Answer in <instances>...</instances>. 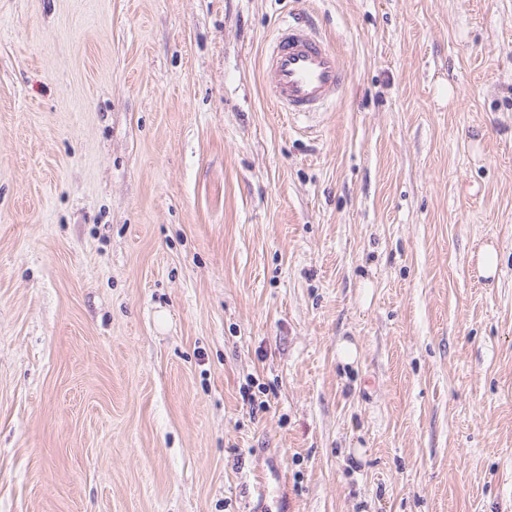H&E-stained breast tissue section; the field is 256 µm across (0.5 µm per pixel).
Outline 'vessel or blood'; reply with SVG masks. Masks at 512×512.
<instances>
[{
	"label": "vessel or blood",
	"mask_w": 512,
	"mask_h": 512,
	"mask_svg": "<svg viewBox=\"0 0 512 512\" xmlns=\"http://www.w3.org/2000/svg\"><path fill=\"white\" fill-rule=\"evenodd\" d=\"M262 65L270 102L292 117L319 114L335 101L345 83L336 51L304 20L278 31Z\"/></svg>",
	"instance_id": "1"
}]
</instances>
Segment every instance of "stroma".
<instances>
[{
    "label": "stroma",
    "mask_w": 512,
    "mask_h": 512,
    "mask_svg": "<svg viewBox=\"0 0 512 512\" xmlns=\"http://www.w3.org/2000/svg\"><path fill=\"white\" fill-rule=\"evenodd\" d=\"M0 512H512V0H0ZM262 65L267 97L292 117L319 114L345 83L336 51L304 20L288 22L278 31L264 51Z\"/></svg>",
    "instance_id": "stroma-1"
}]
</instances>
